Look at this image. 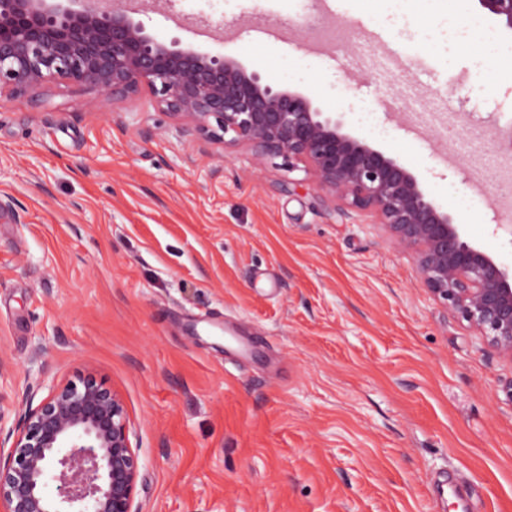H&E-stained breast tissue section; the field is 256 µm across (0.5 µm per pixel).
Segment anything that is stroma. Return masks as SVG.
Here are the masks:
<instances>
[{
	"instance_id": "35a3bbf8",
	"label": "stroma",
	"mask_w": 512,
	"mask_h": 512,
	"mask_svg": "<svg viewBox=\"0 0 512 512\" xmlns=\"http://www.w3.org/2000/svg\"><path fill=\"white\" fill-rule=\"evenodd\" d=\"M476 0H147L138 20L342 115L512 267V68L449 49ZM116 393L142 512H512V361L411 250L303 168L179 133L157 99L0 95V431Z\"/></svg>"
}]
</instances>
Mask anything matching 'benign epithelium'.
Listing matches in <instances>:
<instances>
[{"instance_id":"7a95c632","label":"benign epithelium","mask_w":512,"mask_h":512,"mask_svg":"<svg viewBox=\"0 0 512 512\" xmlns=\"http://www.w3.org/2000/svg\"><path fill=\"white\" fill-rule=\"evenodd\" d=\"M512 32V0H477ZM114 100L160 97L185 136L304 165L336 200L412 249L434 300L512 360V269L467 241L406 167L290 88L219 51L146 32L124 0H0V93L46 82ZM0 442V512H140L139 455L121 399L92 377L53 388Z\"/></svg>"}]
</instances>
